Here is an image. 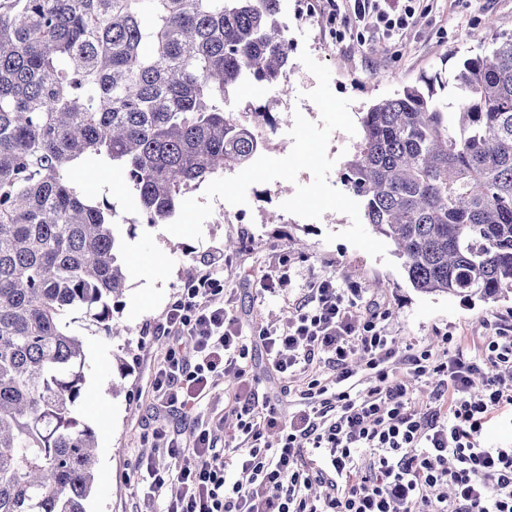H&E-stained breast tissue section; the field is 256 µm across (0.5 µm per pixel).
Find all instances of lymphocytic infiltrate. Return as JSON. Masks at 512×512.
Masks as SVG:
<instances>
[{
  "label": "lymphocytic infiltrate",
  "mask_w": 512,
  "mask_h": 512,
  "mask_svg": "<svg viewBox=\"0 0 512 512\" xmlns=\"http://www.w3.org/2000/svg\"><path fill=\"white\" fill-rule=\"evenodd\" d=\"M353 12L384 35L409 29L415 16L408 0L391 8L353 0ZM223 270V253L212 251L166 308L164 332L190 337L193 347L168 349L155 386L163 403L186 408L217 380H237L230 437L248 480L231 481L225 451L209 427L195 426L194 464L169 478L148 473L151 492L173 489L165 512H512V443L482 438L492 417L512 415V322L497 324L479 357L458 344L437 360L399 347L356 289L317 281L282 330L258 331L279 374L305 368L319 353L334 371L332 385L310 381L307 406L283 422L252 393L249 348L228 316ZM433 377L437 392L416 407L411 382ZM274 428L282 432L276 449L265 440ZM316 482L325 495H310Z\"/></svg>",
  "instance_id": "f902f5d3"
}]
</instances>
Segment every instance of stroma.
I'll return each mask as SVG.
<instances>
[{"mask_svg":"<svg viewBox=\"0 0 512 512\" xmlns=\"http://www.w3.org/2000/svg\"><path fill=\"white\" fill-rule=\"evenodd\" d=\"M415 18L407 32L386 39L363 30L348 0H338L334 10L326 0H282L290 93L251 88L244 94L246 100L268 106L279 119L265 155L289 154L295 114L313 122L320 119L317 106L299 98L316 85L299 59L301 52L328 66L332 92L351 99L350 114L355 117L421 75L439 69L453 74L462 59L480 50L471 33L489 39L512 34V0H419ZM311 180L304 170L293 183L253 184L243 205L214 199L199 240L172 236L163 225L143 220L133 235L123 236L128 279L118 318L127 334L111 338L101 330L84 331L82 322L74 324L86 353L84 400L76 416L96 432L101 475L100 486L85 503L86 512H164L166 497L148 494L144 480L145 464L161 473L172 465L155 446L156 432L182 443L193 425L202 423L212 427L217 443L226 440L223 423L231 418L234 379L220 380L189 411L162 406L154 390L157 366L174 342L155 326L188 284L189 272L201 271L212 249L224 252V285L235 297L230 314L249 337L252 388L284 417L300 409L308 377L299 373L281 378L252 333L261 326L282 325L316 278L330 277L338 287L361 289L364 301L384 312L387 333L399 346L435 356L446 352L445 337L470 348L491 336L500 320L512 317L511 293L492 301L416 290L394 251L374 258L340 239V232L351 225L345 214L328 212L308 219L284 211L282 204L294 195L296 185ZM79 184L88 195L114 202L121 216L134 217L128 186L113 179L111 167L90 166L80 174ZM329 233L336 236L330 243L325 240ZM282 256L288 259L284 278L275 290H261L262 275Z\"/></svg>","mask_w":512,"mask_h":512,"instance_id":"35a3bbf8","label":"stroma"}]
</instances>
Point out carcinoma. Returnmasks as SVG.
<instances>
[{"label":"carcinoma","mask_w":512,"mask_h":512,"mask_svg":"<svg viewBox=\"0 0 512 512\" xmlns=\"http://www.w3.org/2000/svg\"><path fill=\"white\" fill-rule=\"evenodd\" d=\"M281 0H0V512H85L96 434L71 327L122 335L116 206L78 183L92 162L166 224L187 194L251 165L242 87L288 91ZM451 87L442 98L437 89ZM346 189L424 293L512 292V35L361 112Z\"/></svg>","instance_id":"cac0c4a2"}]
</instances>
